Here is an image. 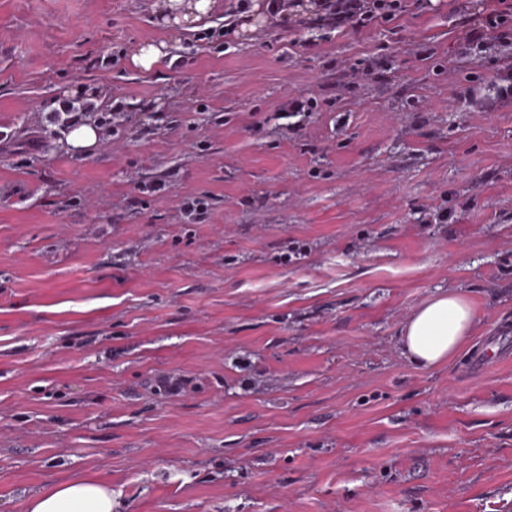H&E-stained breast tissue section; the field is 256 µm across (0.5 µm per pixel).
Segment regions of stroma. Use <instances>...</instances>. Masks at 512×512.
Here are the masks:
<instances>
[{
    "instance_id": "obj_1",
    "label": "stroma",
    "mask_w": 512,
    "mask_h": 512,
    "mask_svg": "<svg viewBox=\"0 0 512 512\" xmlns=\"http://www.w3.org/2000/svg\"><path fill=\"white\" fill-rule=\"evenodd\" d=\"M168 2L0 0V512L86 477L115 512H512V104L452 94L494 52L458 0L342 33ZM67 104L112 115L89 153ZM448 290L476 329L418 367ZM167 57L164 43L158 45L148 43L135 48L130 56V62L143 71H159ZM359 65L360 64L348 65L344 69L346 79H348L347 82L343 84L346 89L350 86L356 85L360 81L378 79L379 77L384 76V71H387L382 68V66L377 67V64L363 67H359ZM475 324L473 308L463 294L442 292L406 320L401 343L412 363L434 368L455 356L472 336Z\"/></svg>"
}]
</instances>
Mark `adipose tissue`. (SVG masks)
<instances>
[{
	"instance_id": "ef3b65f1",
	"label": "adipose tissue",
	"mask_w": 512,
	"mask_h": 512,
	"mask_svg": "<svg viewBox=\"0 0 512 512\" xmlns=\"http://www.w3.org/2000/svg\"><path fill=\"white\" fill-rule=\"evenodd\" d=\"M475 324L473 308L463 294L442 292L406 320L401 343L412 363L434 368L455 356ZM28 512H114L112 489L93 478L53 483L30 498Z\"/></svg>"
}]
</instances>
